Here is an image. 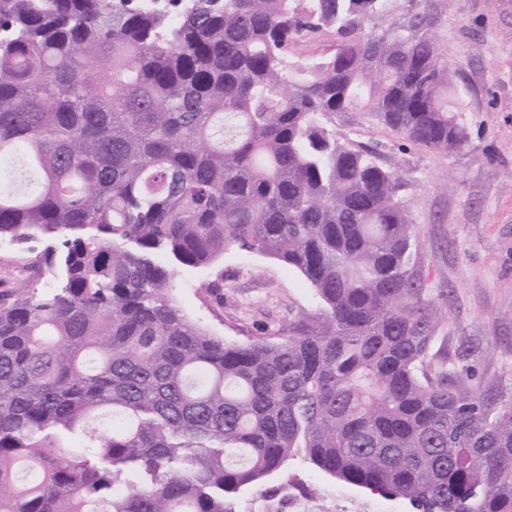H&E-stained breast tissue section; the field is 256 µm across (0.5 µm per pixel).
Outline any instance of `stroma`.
I'll list each match as a JSON object with an SVG mask.
<instances>
[{"label":"stroma","mask_w":512,"mask_h":512,"mask_svg":"<svg viewBox=\"0 0 512 512\" xmlns=\"http://www.w3.org/2000/svg\"><path fill=\"white\" fill-rule=\"evenodd\" d=\"M430 34L464 94L467 148L448 155L403 145L360 112L336 117V131L376 148L395 170L419 244L422 298L438 322L422 367L448 370L460 386L512 391V0H425ZM22 246L0 249V291L48 288L45 267ZM170 294L184 315L226 342L277 336L314 316L305 278L275 259L225 252L202 269L176 268ZM233 512H411L400 499L345 484L303 458L288 461L232 500Z\"/></svg>","instance_id":"obj_1"}]
</instances>
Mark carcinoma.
Segmentation results:
<instances>
[{
  "label": "carcinoma",
  "mask_w": 512,
  "mask_h": 512,
  "mask_svg": "<svg viewBox=\"0 0 512 512\" xmlns=\"http://www.w3.org/2000/svg\"><path fill=\"white\" fill-rule=\"evenodd\" d=\"M394 2L0 0V240L55 280L0 292V512H233L299 453L415 512H512V394L421 379L402 184L336 133L469 144L422 0L372 25ZM232 249L319 312L247 345L189 322L172 267ZM335 44V33L332 31H324L315 38L299 42L293 48V54L295 57H315L329 51Z\"/></svg>",
  "instance_id": "obj_1"
}]
</instances>
